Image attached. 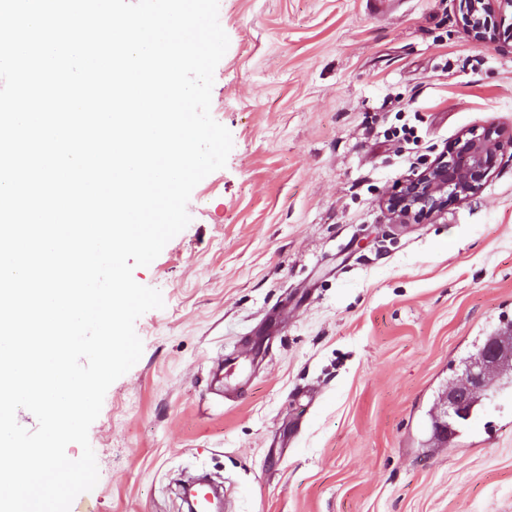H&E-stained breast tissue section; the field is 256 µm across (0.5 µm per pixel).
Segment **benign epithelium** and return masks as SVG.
<instances>
[{"label": "benign epithelium", "instance_id": "1", "mask_svg": "<svg viewBox=\"0 0 512 512\" xmlns=\"http://www.w3.org/2000/svg\"><path fill=\"white\" fill-rule=\"evenodd\" d=\"M508 7L512 8V0H460L462 25L475 41L494 45L497 28L492 17ZM507 145L512 147V132L507 134L496 126L461 132L423 172L383 198L389 223L431 221L447 211L450 203L476 196ZM511 355L505 346H488L448 387L434 409L443 437H448L450 422L465 417L477 394L492 386L502 362Z\"/></svg>", "mask_w": 512, "mask_h": 512}]
</instances>
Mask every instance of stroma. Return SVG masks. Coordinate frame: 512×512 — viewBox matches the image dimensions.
<instances>
[{
	"label": "stroma",
	"instance_id": "obj_1",
	"mask_svg": "<svg viewBox=\"0 0 512 512\" xmlns=\"http://www.w3.org/2000/svg\"><path fill=\"white\" fill-rule=\"evenodd\" d=\"M219 22L233 149L133 273L164 306L135 323L75 506L186 512L176 481L203 470L232 512H512V387L430 440L452 366L512 324V148L434 222L381 206L461 131H512V17L494 46L456 0H219ZM233 359L228 396L209 375Z\"/></svg>",
	"mask_w": 512,
	"mask_h": 512
}]
</instances>
